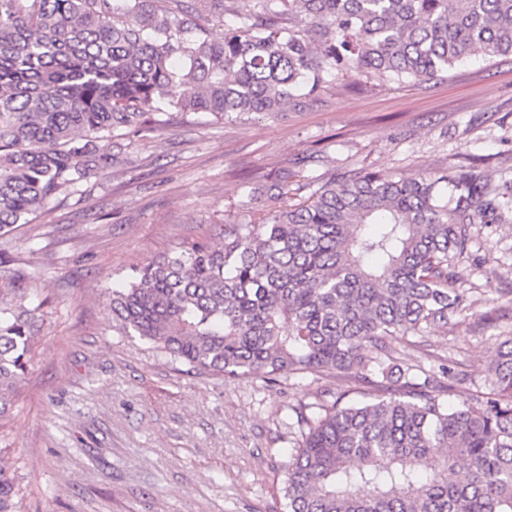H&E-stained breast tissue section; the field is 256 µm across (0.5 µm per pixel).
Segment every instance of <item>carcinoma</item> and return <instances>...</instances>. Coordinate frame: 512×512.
I'll use <instances>...</instances> for the list:
<instances>
[{
  "mask_svg": "<svg viewBox=\"0 0 512 512\" xmlns=\"http://www.w3.org/2000/svg\"><path fill=\"white\" fill-rule=\"evenodd\" d=\"M216 41L202 24L222 19ZM512 55V0H0V235L112 167L101 141L172 113L276 116L329 82L435 79L471 55ZM224 225L112 289V319L192 368L229 377L334 371L367 384L307 415L286 512H512V336L491 390L388 366L468 310L457 288L473 224L512 210L477 173L361 171ZM38 308L0 300V419L24 376ZM0 465V512H20Z\"/></svg>",
  "mask_w": 512,
  "mask_h": 512,
  "instance_id": "cac0c4a2",
  "label": "carcinoma"
}]
</instances>
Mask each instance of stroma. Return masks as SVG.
I'll return each mask as SVG.
<instances>
[{
	"mask_svg": "<svg viewBox=\"0 0 512 512\" xmlns=\"http://www.w3.org/2000/svg\"><path fill=\"white\" fill-rule=\"evenodd\" d=\"M363 169L470 170L511 185L512 56H474L427 82L356 75L274 119L199 115L125 138L112 174L0 236V259L27 280L25 306L41 309L0 421V462L21 512H285L296 412L334 400L346 381L193 370L122 335L109 290L166 253L222 246L225 218L269 209L256 187L282 172L307 181L305 197ZM471 237L464 318L393 351L419 377L453 364L464 375L453 404L489 391L486 367L512 336V219L473 225Z\"/></svg>",
	"mask_w": 512,
	"mask_h": 512,
	"instance_id": "obj_1",
	"label": "stroma"
}]
</instances>
